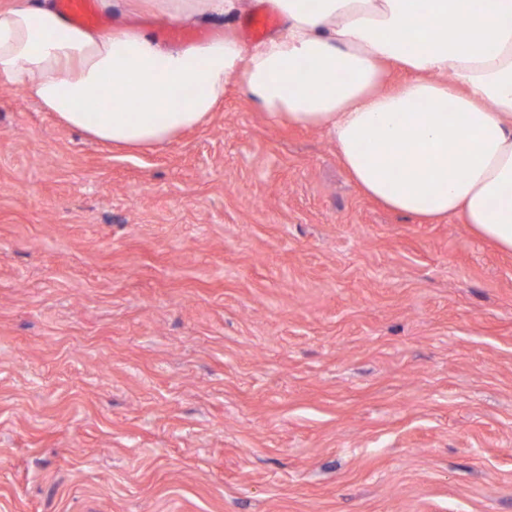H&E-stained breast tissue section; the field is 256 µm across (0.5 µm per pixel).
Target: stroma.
I'll use <instances>...</instances> for the list:
<instances>
[{"instance_id": "35a3bbf8", "label": "stroma", "mask_w": 512, "mask_h": 512, "mask_svg": "<svg viewBox=\"0 0 512 512\" xmlns=\"http://www.w3.org/2000/svg\"><path fill=\"white\" fill-rule=\"evenodd\" d=\"M0 512H512V253L237 78L141 150L0 84Z\"/></svg>"}]
</instances>
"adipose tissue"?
<instances>
[{
    "mask_svg": "<svg viewBox=\"0 0 512 512\" xmlns=\"http://www.w3.org/2000/svg\"><path fill=\"white\" fill-rule=\"evenodd\" d=\"M156 2L179 21L242 12L241 0ZM272 2L284 27L250 52L230 35L171 47L143 30L80 28L53 0H18L0 8V83L135 149L202 125L238 76L271 124L325 131L367 197L427 224L462 217L512 252V0ZM389 64L409 78L387 89ZM189 87L198 95L175 103ZM94 99L112 106L84 111Z\"/></svg>",
    "mask_w": 512,
    "mask_h": 512,
    "instance_id": "1",
    "label": "adipose tissue"
}]
</instances>
